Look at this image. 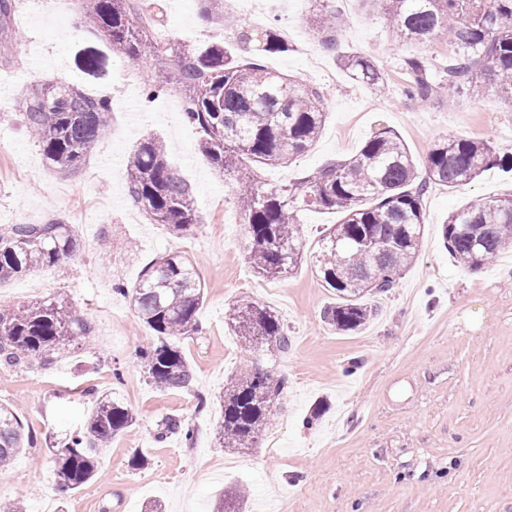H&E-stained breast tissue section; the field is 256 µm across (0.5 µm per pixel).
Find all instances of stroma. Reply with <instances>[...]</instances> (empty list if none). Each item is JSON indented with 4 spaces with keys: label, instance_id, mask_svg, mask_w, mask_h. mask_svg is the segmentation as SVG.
I'll return each instance as SVG.
<instances>
[{
    "label": "stroma",
    "instance_id": "35a3bbf8",
    "mask_svg": "<svg viewBox=\"0 0 512 512\" xmlns=\"http://www.w3.org/2000/svg\"><path fill=\"white\" fill-rule=\"evenodd\" d=\"M14 2L28 4L30 13H14L0 29V39L19 44L18 54L0 57V227L59 220L71 225L79 250L56 270L0 283V303L63 300L90 333L52 365L0 363V404L34 439L0 470V500L22 498L26 512H42L48 499L55 512H145L154 501L163 512H212L225 489L240 486L245 512H262L267 501L286 512H512V247L469 271L452 260L441 237L453 212L475 199L512 195V181L491 167L462 187L430 186L417 258L389 293L372 298L376 313L361 330L336 333L321 318L336 297L309 258L277 280L252 269L234 191L198 151L196 128L167 109L185 97L173 72H154L145 59L130 63L93 38L78 5L62 26L48 0ZM337 8L344 25L330 53L311 28V0H228L243 25L275 22L289 50L267 56L266 65L319 87L327 114L316 144L289 165L260 170L262 182L286 184L349 158L382 129L395 132L420 162L436 140L459 135L512 153V107L494 86L476 99L459 97L451 108L407 101L401 60L408 45L361 0H339ZM150 36L196 49L219 41L231 49L237 41L236 29L205 16L198 0H163ZM90 47L107 57L97 78L78 66ZM346 54L371 56L387 79L385 91L342 70L338 58ZM161 81L165 92L145 101V85ZM44 82H67L112 104L110 134L72 177L46 164L21 121L28 89ZM148 135L163 140L170 166L192 189L194 234L154 223L126 193L127 159ZM165 253L189 259L204 288L202 333L174 340L193 370L187 390L163 391L148 379L137 352L155 336L112 291L113 280L133 285ZM242 298L279 314L287 352L267 354L234 334L225 312ZM249 357L285 376L288 386L242 466L228 469L215 435L220 401ZM116 365L119 381L112 377ZM97 390L112 391L135 423L113 437L95 479L60 494L49 443L84 424ZM166 415L195 425L194 446L176 436L156 439V423ZM136 455L145 465H134Z\"/></svg>",
    "mask_w": 512,
    "mask_h": 512
}]
</instances>
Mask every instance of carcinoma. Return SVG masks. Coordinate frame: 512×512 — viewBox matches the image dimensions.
<instances>
[{"label": "carcinoma", "mask_w": 512, "mask_h": 512, "mask_svg": "<svg viewBox=\"0 0 512 512\" xmlns=\"http://www.w3.org/2000/svg\"><path fill=\"white\" fill-rule=\"evenodd\" d=\"M81 2L86 30L128 61L138 63L148 55L159 71L176 66L177 81L189 92L183 117L202 133L200 151L243 188L238 198L248 224L249 259L258 274L281 278L304 258L294 208L341 214L313 252L315 272L339 298L323 311L324 322L338 333L369 321L375 309L362 298L393 288L415 258L425 224L422 199L429 185L464 186L491 165L512 173V155L497 154L486 141L457 136L433 144L422 178L407 145L389 130L365 141L348 160L329 162L291 185L266 189L259 185L257 168L278 167L306 153L325 121L319 88L264 64L265 56L288 51L278 30L272 25L241 27L235 52L222 44L203 50L155 46L148 43L139 22L136 0ZM313 2L315 29L326 51L334 52L340 14L334 0ZM368 2L382 10L395 38L411 47L402 59L409 76L403 89L406 100L438 103L448 87L477 97L493 85L512 106V0ZM444 35L457 51L436 65L426 49ZM255 44L257 53L252 54ZM340 61L353 79L385 88L384 74L369 57L343 55ZM104 67L105 58L93 50L80 59L81 70L89 76ZM110 117L108 100L90 97L65 82L35 86L22 109L23 124L48 165L65 174L79 171L110 128ZM126 189L130 200L155 222L180 235L195 232V200L170 167L161 139L148 137L137 143L128 163ZM442 235L459 266L480 269L512 244V196L470 202L449 216ZM77 247L68 224H11L0 230V281L34 268H56ZM114 290L159 336L157 343L138 351L152 383L169 390L189 388L191 366L167 338L201 332L203 288L194 266L180 255L168 254L146 266L133 286L118 281ZM228 321L243 337L258 336L279 350L288 347L278 314L262 304H233ZM87 333V325L63 301L0 306V361L47 366L68 343ZM286 386V378L274 377L257 360L235 375L224 389L216 428L220 447L238 452L253 447ZM134 423L131 410L112 393L98 395L83 426L51 449L59 491L75 490L94 479L104 448ZM157 428L160 439L178 435L194 444L195 428L179 416L162 417ZM30 441L32 436L16 414L0 404V468L10 465ZM242 504L240 489L233 487L224 491L214 512H241Z\"/></svg>", "instance_id": "cac0c4a2"}]
</instances>
